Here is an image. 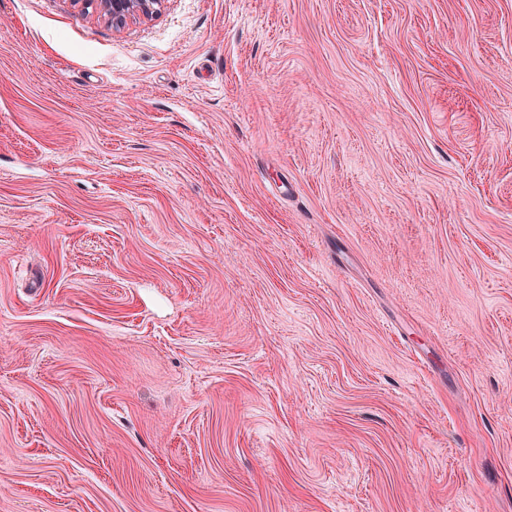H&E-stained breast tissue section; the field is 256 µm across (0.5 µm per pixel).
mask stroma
<instances>
[{
  "label": "stroma",
  "instance_id": "35a3bbf8",
  "mask_svg": "<svg viewBox=\"0 0 512 512\" xmlns=\"http://www.w3.org/2000/svg\"><path fill=\"white\" fill-rule=\"evenodd\" d=\"M0 512H512V0H0ZM162 0H97L103 16L112 20V25L121 26L128 19L149 18L157 13Z\"/></svg>",
  "mask_w": 512,
  "mask_h": 512
}]
</instances>
